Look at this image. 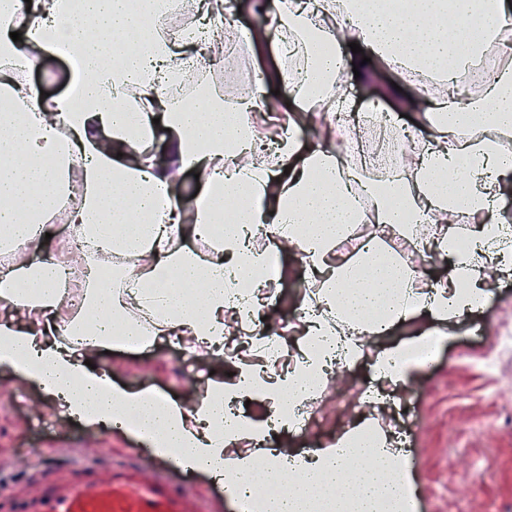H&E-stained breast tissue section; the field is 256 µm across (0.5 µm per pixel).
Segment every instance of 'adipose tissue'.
Wrapping results in <instances>:
<instances>
[{
  "label": "adipose tissue",
  "instance_id": "1",
  "mask_svg": "<svg viewBox=\"0 0 512 512\" xmlns=\"http://www.w3.org/2000/svg\"><path fill=\"white\" fill-rule=\"evenodd\" d=\"M28 10L20 41L12 20ZM128 0H0V89L13 112L0 114V369L38 387L92 433L135 417L129 432L155 459L184 472L223 480L233 502L255 497L263 512H418L407 455L377 419L367 418L312 452L268 454L270 421L299 426L298 408L324 389L329 359L341 365L363 356L370 315L390 326L417 311L441 322L461 319L487 296L495 278L512 276V227L490 217L501 191L512 186V59L502 61L484 99L453 81L483 46L512 39L505 22L512 0H413L410 9H379L377 0H278L259 7L258 24L277 36L270 79L282 86L285 120L279 161L254 162L260 120L256 98L224 104L206 93L189 111L175 106L165 85L197 65L192 32L172 40L146 27ZM334 40L335 53L320 44ZM360 53H352L351 44ZM66 53L77 75L80 109L66 97L48 99L22 74L39 55ZM435 75L437 88L418 106L434 136L412 158L414 179L396 177L388 191L370 188L372 206L356 215L345 178L341 125L347 95H330L342 74L360 65ZM318 113L326 140H301L307 113ZM70 132L56 135L58 124ZM489 127L495 139L477 142L463 131ZM169 131L158 141V128ZM81 159L79 179L70 162ZM199 175L193 200H182L177 172ZM75 198L69 222L87 244L86 265L115 268L133 259L132 285L83 288L85 311H66L56 294L61 254L31 264L28 247L41 242L62 196ZM233 221L221 233L225 207ZM471 223L468 246L458 244L459 215ZM391 231L437 224L429 254L450 263L444 281L417 288L419 274L398 256L341 254L354 224ZM276 245H295L315 291L304 307L297 353L284 356L256 343L235 363L234 382L206 383L190 406L153 389L130 390L88 360L125 341L141 346L157 336L189 339L193 349L223 348L245 309L258 308L273 278L268 251L251 244L255 226ZM211 237L210 252L181 246L182 236ZM75 327L78 342L62 336ZM405 343L378 351L373 368L391 390L423 376L424 361ZM262 418L234 409L242 398ZM291 475L282 483V475Z\"/></svg>",
  "mask_w": 512,
  "mask_h": 512
}]
</instances>
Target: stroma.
Wrapping results in <instances>:
<instances>
[{
	"label": "stroma",
	"mask_w": 512,
	"mask_h": 512,
	"mask_svg": "<svg viewBox=\"0 0 512 512\" xmlns=\"http://www.w3.org/2000/svg\"><path fill=\"white\" fill-rule=\"evenodd\" d=\"M275 52L272 41L260 55L244 48L238 65L239 73L253 75L256 95L271 108L280 104L274 82L266 77ZM27 79L53 96L69 94L73 88V72L58 57L41 62ZM395 86L401 94L393 99L389 93ZM347 91L353 112L362 117L376 99L394 114H410L408 101L418 93L413 81L384 66L374 71L372 80L351 81ZM436 231L429 224L418 230L415 240L395 233L383 241L397 245L399 258L417 268L423 283L429 284L448 277L447 264L423 262L417 249L418 241L430 240ZM281 265L288 274L272 285L275 310L269 325L276 331L287 330L292 343L296 336L291 329L298 325L309 293L308 272L289 249L283 251ZM436 326L429 315L420 313L368 339L363 358L347 366L343 379L334 384L346 394L347 403L336 404L329 392H322L310 405L315 418L301 431L278 429L273 447L305 452L351 427L360 418L353 401L378 387L372 367L375 353L413 341ZM452 332L453 340L437 351L424 378L395 391V405L380 404L379 414L383 424L398 423L404 451L422 458L423 468L416 475L419 512H512V278L496 282L483 304L455 323ZM96 360L111 367L118 384L151 387L187 405L195 402L203 382L226 381L234 370L220 357H185L182 345L166 337L139 351L115 346ZM0 448L11 451L0 465V485L14 491L30 489L32 467L43 456L54 457L65 469L76 463L135 462L150 475L159 468L155 459L135 460L139 445L123 430L88 432L77 418L58 413L38 389L2 370Z\"/></svg>",
	"instance_id": "stroma-1"
}]
</instances>
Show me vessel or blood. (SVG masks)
I'll list each match as a JSON object with an SVG mask.
<instances>
[{
    "mask_svg": "<svg viewBox=\"0 0 512 512\" xmlns=\"http://www.w3.org/2000/svg\"><path fill=\"white\" fill-rule=\"evenodd\" d=\"M53 468L52 460H42L39 469L47 477L34 494L8 496L0 491V501H10L9 512H186L182 486L143 482L132 465L106 476L98 467L84 465L56 478Z\"/></svg>",
    "mask_w": 512,
    "mask_h": 512,
    "instance_id": "1",
    "label": "vessel or blood"
}]
</instances>
